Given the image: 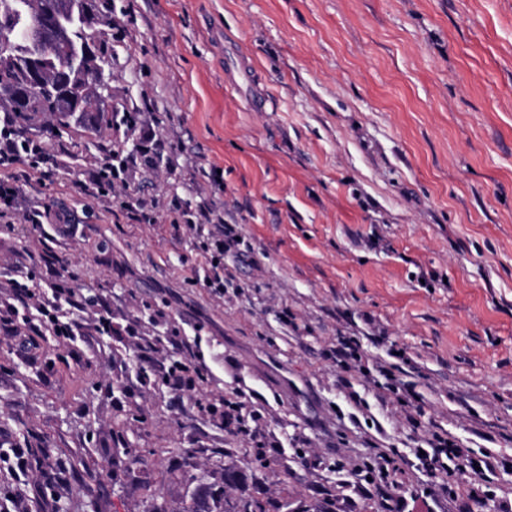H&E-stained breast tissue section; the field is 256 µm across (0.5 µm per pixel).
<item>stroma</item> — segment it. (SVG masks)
<instances>
[{
  "label": "stroma",
  "instance_id": "35a3bbf8",
  "mask_svg": "<svg viewBox=\"0 0 512 512\" xmlns=\"http://www.w3.org/2000/svg\"><path fill=\"white\" fill-rule=\"evenodd\" d=\"M111 87L161 134L172 167L133 224L120 200L80 185L105 161L68 143L21 179L0 215V299L17 273L44 286L43 255L89 285L82 338L0 327V456L43 436L65 481L0 463L23 512H191L234 501L221 467L178 449L233 439L199 404L262 414L280 454L256 489L292 512H380L395 460L401 512L512 506V0H93ZM208 201L234 225L223 295L204 285L207 231L176 200ZM64 208L68 234L32 232L30 210ZM185 330L208 382L193 395L143 387L135 337L144 302ZM116 329H101V318ZM350 337L373 383L330 349ZM122 381L127 392L112 389ZM129 404L132 449L113 417ZM447 432L452 474L422 469L423 438ZM152 453L140 470L133 453Z\"/></svg>",
  "mask_w": 512,
  "mask_h": 512
}]
</instances>
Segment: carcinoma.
I'll return each instance as SVG.
<instances>
[{
    "label": "carcinoma",
    "mask_w": 512,
    "mask_h": 512,
    "mask_svg": "<svg viewBox=\"0 0 512 512\" xmlns=\"http://www.w3.org/2000/svg\"><path fill=\"white\" fill-rule=\"evenodd\" d=\"M11 6L0 12V28L15 30L14 46L6 59H0V99L14 119L15 135L29 141L32 130L40 128L35 137L43 152L63 141L73 129L88 138H100L112 131V195L130 196L125 175L129 165L139 162L141 180L138 191L153 186V178L170 168V158L163 140L142 131L146 123L140 112L112 106L106 112L99 108L101 90L83 72L63 81L64 68L74 49L84 50L86 70L94 72L105 63L94 29L107 24L101 13L92 12L88 0H10ZM39 57L47 62V77L42 90L20 96L21 77L29 60ZM78 105L84 120L70 119V108ZM128 417L119 408L114 417L113 442L116 448L131 447L125 435ZM30 459L50 479H55L52 453L48 443L35 436L28 443ZM224 471V486L238 491L234 506L224 512H272L270 504L255 491L258 472L266 465L256 441L240 438L236 448L215 450Z\"/></svg>",
    "instance_id": "1"
}]
</instances>
